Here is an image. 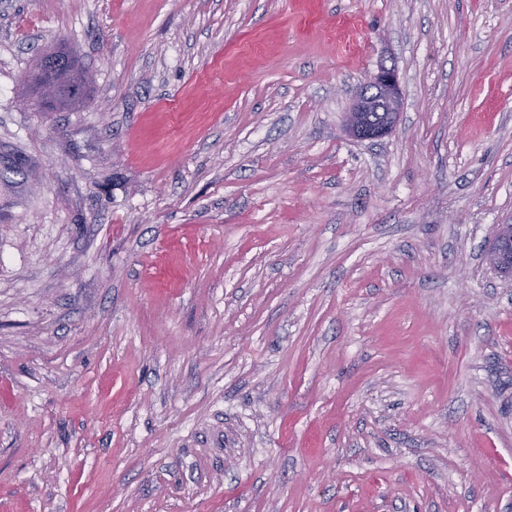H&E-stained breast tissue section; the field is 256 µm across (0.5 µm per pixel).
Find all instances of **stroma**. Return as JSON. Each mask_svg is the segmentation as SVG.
Returning a JSON list of instances; mask_svg holds the SVG:
<instances>
[{
	"instance_id": "35a3bbf8",
	"label": "stroma",
	"mask_w": 512,
	"mask_h": 512,
	"mask_svg": "<svg viewBox=\"0 0 512 512\" xmlns=\"http://www.w3.org/2000/svg\"><path fill=\"white\" fill-rule=\"evenodd\" d=\"M497 224L512 0H0V512H512ZM402 107L401 93L395 70L381 67L363 84L349 112L347 127L357 139L373 140L388 134L394 127ZM370 112H384L383 118Z\"/></svg>"
}]
</instances>
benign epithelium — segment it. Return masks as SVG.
Wrapping results in <instances>:
<instances>
[{"instance_id": "1", "label": "benign epithelium", "mask_w": 512, "mask_h": 512, "mask_svg": "<svg viewBox=\"0 0 512 512\" xmlns=\"http://www.w3.org/2000/svg\"><path fill=\"white\" fill-rule=\"evenodd\" d=\"M402 107L401 93L395 70L381 67L363 84L347 116V127L351 136L357 139L373 140L388 134L394 127ZM382 112L381 120L372 113ZM512 236V227L498 224L494 230L490 264L505 275L512 276V245L504 246L503 241Z\"/></svg>"}]
</instances>
